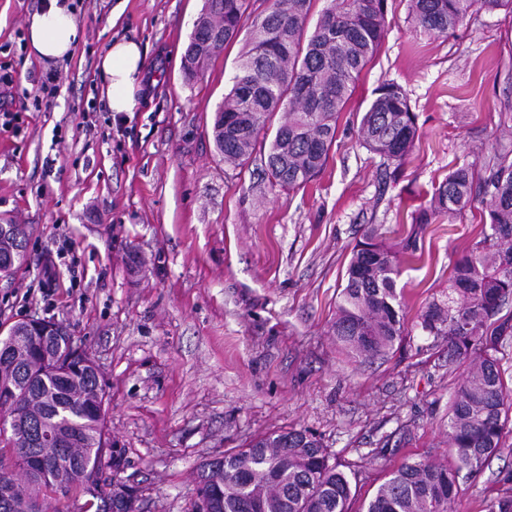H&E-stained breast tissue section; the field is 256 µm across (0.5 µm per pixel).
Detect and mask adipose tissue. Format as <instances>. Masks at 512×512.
I'll return each instance as SVG.
<instances>
[{"mask_svg":"<svg viewBox=\"0 0 512 512\" xmlns=\"http://www.w3.org/2000/svg\"><path fill=\"white\" fill-rule=\"evenodd\" d=\"M28 40L39 59L51 61L68 57L77 39L75 16L63 0H49L46 7L28 20ZM102 91L111 111H132L134 95L144 80V55L139 43L118 40L112 43L98 63Z\"/></svg>","mask_w":512,"mask_h":512,"instance_id":"obj_1","label":"adipose tissue"}]
</instances>
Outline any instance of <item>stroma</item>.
I'll use <instances>...</instances> for the list:
<instances>
[{"instance_id":"35a3bbf8","label":"stroma","mask_w":512,"mask_h":512,"mask_svg":"<svg viewBox=\"0 0 512 512\" xmlns=\"http://www.w3.org/2000/svg\"><path fill=\"white\" fill-rule=\"evenodd\" d=\"M204 0H81L72 56L50 63L25 44L38 0H0V65L16 83L0 107V224L29 228L27 263L0 279V323L55 319L95 360L107 433L142 490L139 512H191L206 460L258 434L305 429L349 477L364 512L404 460L448 455V407L466 374L417 323L448 297L455 260L478 240L482 206L438 219L422 258L397 279L408 334L383 356L348 353L332 334L352 250L367 225L387 244L406 235L435 183L512 149V16L474 14L439 36L409 0H387L379 53L342 112L330 159L306 188L273 186L260 161L225 164L211 128L231 88L234 42L194 79L182 56ZM117 38L145 51L132 112L116 119L98 62ZM60 73L50 107L38 79ZM407 95L419 138L401 168L365 148L361 118L380 85ZM91 132L79 129L81 121ZM54 159L53 173L44 162ZM62 258L47 279L49 254ZM512 434L477 478H461L450 512H488L512 495Z\"/></svg>"}]
</instances>
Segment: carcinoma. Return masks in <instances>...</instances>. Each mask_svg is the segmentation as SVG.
Returning a JSON list of instances; mask_svg holds the SVG:
<instances>
[{"label":"carcinoma","instance_id":"carcinoma-1","mask_svg":"<svg viewBox=\"0 0 512 512\" xmlns=\"http://www.w3.org/2000/svg\"><path fill=\"white\" fill-rule=\"evenodd\" d=\"M318 0H205L183 56L196 77L241 33L246 50L232 87L216 111L212 137L224 163L244 166L259 149L272 184L306 188L323 171L336 141L337 121L385 35L386 0H331L309 29ZM512 14V0H410L416 25L428 33L455 32L479 10ZM274 134H269L270 128ZM365 147L402 164L418 138L415 115L395 83H384L360 121ZM480 201L486 226L453 265L448 301L418 316L433 342L448 344V367L469 362L448 411L450 460H413L390 470L365 512H448L461 472L477 477L512 427V391L497 353L512 341V156L500 153L481 178L471 166L452 170L428 206L415 212L408 234L393 248L370 225L346 269L332 325L336 341L370 358L387 353L406 333L396 280L417 257L427 227ZM27 228L0 224V277L26 262ZM18 324L0 338V412L18 413L38 429L63 435L59 448H35L0 438V512H64L61 499L83 494L87 482L106 497L82 512H131L107 487L121 481L122 461L107 448L108 407L100 373L86 354L73 355L68 328L61 338L19 336ZM347 476L329 465L321 440L305 429L265 433L245 447L203 463L192 512H349Z\"/></svg>","mask_w":512,"mask_h":512}]
</instances>
